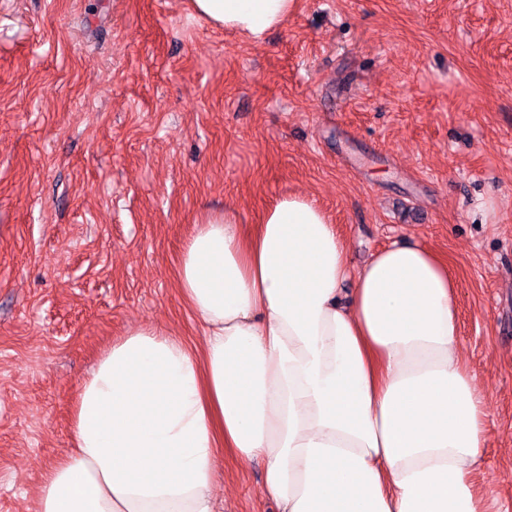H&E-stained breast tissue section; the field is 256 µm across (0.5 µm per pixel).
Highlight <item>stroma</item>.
Listing matches in <instances>:
<instances>
[{"instance_id": "35a3bbf8", "label": "stroma", "mask_w": 512, "mask_h": 512, "mask_svg": "<svg viewBox=\"0 0 512 512\" xmlns=\"http://www.w3.org/2000/svg\"><path fill=\"white\" fill-rule=\"evenodd\" d=\"M290 192L352 266L421 244L459 283L494 432L474 473L512 512V0H298L258 42L189 0H0V512H33L80 381L158 325L195 224ZM218 512H277L260 467Z\"/></svg>"}]
</instances>
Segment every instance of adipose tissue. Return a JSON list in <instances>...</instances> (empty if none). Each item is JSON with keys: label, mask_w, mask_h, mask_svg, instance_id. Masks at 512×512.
<instances>
[{"label": "adipose tissue", "mask_w": 512, "mask_h": 512, "mask_svg": "<svg viewBox=\"0 0 512 512\" xmlns=\"http://www.w3.org/2000/svg\"><path fill=\"white\" fill-rule=\"evenodd\" d=\"M295 5L192 0L255 40ZM176 285L201 344L155 326L112 343L35 512H215L225 454L263 464L279 512H493L472 479L488 398L462 364L457 283L432 249L392 245L352 267L324 211L294 194L248 234L230 207L197 224Z\"/></svg>", "instance_id": "adipose-tissue-1"}]
</instances>
